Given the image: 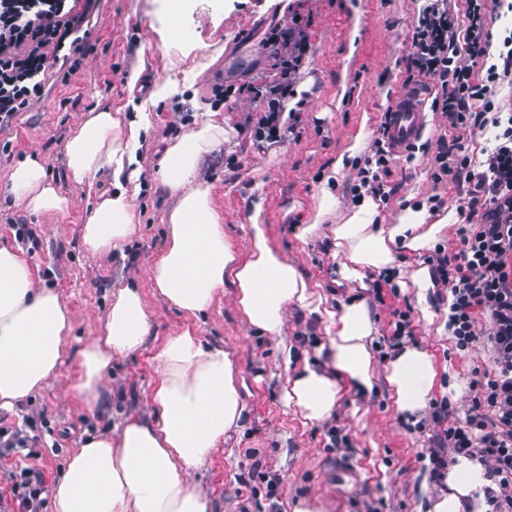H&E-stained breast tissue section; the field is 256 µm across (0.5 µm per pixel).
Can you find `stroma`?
I'll return each mask as SVG.
<instances>
[{
	"label": "stroma",
	"instance_id": "stroma-1",
	"mask_svg": "<svg viewBox=\"0 0 512 512\" xmlns=\"http://www.w3.org/2000/svg\"><path fill=\"white\" fill-rule=\"evenodd\" d=\"M422 6V0H191L183 18L186 32L214 46L205 68L193 71L186 65L173 68L160 45L162 0H92L78 34L84 52L79 70L71 73L59 65L46 72L41 96L0 129V245L21 247L44 286L57 290L69 306L67 372L75 368L77 351L101 330L118 281L146 280L164 242V215L175 202L155 185L153 175L168 142L210 110L220 111L224 119V142L200 176L213 187L225 239L246 256L249 217L261 208L272 245L323 296L326 308L365 303L374 329V386L362 393L340 383L332 414L315 423L304 421L286 403L284 387L287 364L324 366L331 333L324 316L292 302L280 333L262 335L240 314L228 286L193 322L204 344L224 347L246 385L239 426L225 434L203 467L190 472L214 512H292L303 498L316 499L322 512H419L446 487L431 479L425 458L432 430L428 413L414 418L400 413L385 379L384 369L396 353L389 344L393 313L400 310L409 318L412 334L404 345L432 355L438 378L431 399H448L455 417H464L470 408L472 371L488 367V356L479 344L468 352L457 349L448 329L451 297L446 288L434 286L426 299H418L409 275L429 265L428 254L395 251L392 271L369 268L362 281L352 283L338 274L343 256L333 236L334 227L360 204L349 188L360 180L387 97L417 88L406 79L405 57ZM287 10L306 22L310 44L309 58L293 84V98L300 103L299 133L275 144L259 143L251 135L261 116L259 101L248 95L228 101L223 90L264 76L269 60L261 42ZM142 54L148 65L136 88H128L126 74ZM171 75L180 79V92L170 102L151 106V125L137 149L142 190L134 202L136 233L118 252L91 254L81 240L84 212L111 190V178L100 175L90 188L72 184L66 177V141L97 102L131 112L133 104H148L157 80ZM360 130L365 133L360 152L336 169L337 156ZM487 139L477 129H450L445 115L428 111L413 160H398L383 180L387 198L377 203V222L393 223L406 207L440 197L443 204L431 215L447 217L448 225L438 245L457 252L459 195L453 184L432 180L433 159L442 144L456 142L473 162L484 161ZM32 155L73 202L65 222L30 213L5 193L12 167ZM325 183L336 205L310 236H301ZM147 303L151 327L146 342L135 354L113 359L105 398L95 410L70 392L65 376L10 410L12 420L31 416L44 426L28 460L45 475L41 512H52L51 490L64 460L85 438L115 428L128 413L149 415L159 370L156 353L188 321L155 295H148ZM270 474L279 478L272 498L267 495Z\"/></svg>",
	"mask_w": 512,
	"mask_h": 512
}]
</instances>
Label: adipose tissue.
<instances>
[{
	"mask_svg": "<svg viewBox=\"0 0 512 512\" xmlns=\"http://www.w3.org/2000/svg\"><path fill=\"white\" fill-rule=\"evenodd\" d=\"M188 0H163L166 22L161 46L180 60L199 63L203 47L191 41L182 18ZM151 124L145 109L121 118L110 105L86 112L65 147L66 172L75 184H91L101 171L112 174L114 192L100 196L84 216L82 245L93 254H111L135 231L136 149ZM224 141L217 112L171 141L157 178L176 195L166 216L165 245L149 269L155 295L170 307L199 317L224 285L236 290V303L248 324L278 334L289 302L320 312L323 300L282 253L271 245L260 212H253L251 249L240 257L224 238V219L213 205L212 188L198 177L205 159ZM7 192L29 212L66 219L71 201L49 180L43 164L26 157L12 169ZM375 206L365 202L334 230L344 254L341 277L362 280L366 268L391 266L394 248L421 254L430 248L447 218L430 220L427 208L409 207L395 223L374 221ZM38 276L20 252L0 246V408L10 409L62 374L72 318L67 304ZM334 330L327 344L328 368L303 364L289 375L284 398L303 419L323 420L336 406L340 381L357 390L373 386L376 364L372 325L360 303L326 313ZM150 329L145 293L126 280L113 292L105 323L80 349L71 389L88 408L99 404L112 360L137 352ZM160 365L149 417L126 415L114 432L89 436L67 459L53 487L52 512H212L210 499L186 473L204 465L237 426L245 410L235 365L223 348L204 345L192 327L168 336L157 352ZM399 412L415 416L427 405L437 370L426 350L403 348L385 368ZM485 467L459 455L448 470L445 493L431 499L427 512H486L482 495Z\"/></svg>",
	"mask_w": 512,
	"mask_h": 512,
	"instance_id": "ef3b65f1",
	"label": "adipose tissue"
}]
</instances>
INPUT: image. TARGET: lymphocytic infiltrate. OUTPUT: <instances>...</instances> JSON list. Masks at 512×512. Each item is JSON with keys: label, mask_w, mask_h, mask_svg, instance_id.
I'll return each instance as SVG.
<instances>
[{"label": "lymphocytic infiltrate", "mask_w": 512, "mask_h": 512, "mask_svg": "<svg viewBox=\"0 0 512 512\" xmlns=\"http://www.w3.org/2000/svg\"><path fill=\"white\" fill-rule=\"evenodd\" d=\"M467 26L448 0H424L410 37L407 73L440 84L431 106L450 128L492 129L482 169L468 155L442 149L431 177L441 182L464 180L458 207L462 225L456 253L437 250L433 261L441 285L448 289V327L459 349L482 342L489 369H474L472 405L464 418L452 419L448 401L436 404L431 421L428 460L434 477H444L455 456L482 463L490 480L484 497L490 512H512V111L495 105V87L512 78V27L507 28L499 63H488L484 78L473 65L486 61L490 47L486 0H468ZM83 13L70 0H0V125L9 123L41 90L40 76L54 68L67 40L81 29ZM270 49L273 79L261 94L265 116L252 131L255 141L279 142L284 99L308 52L298 13L283 14L263 40ZM481 112H473L474 102ZM488 321L478 337L479 320ZM20 512H39L45 478L41 471L15 464L9 473Z\"/></svg>", "instance_id": "obj_1"}]
</instances>
